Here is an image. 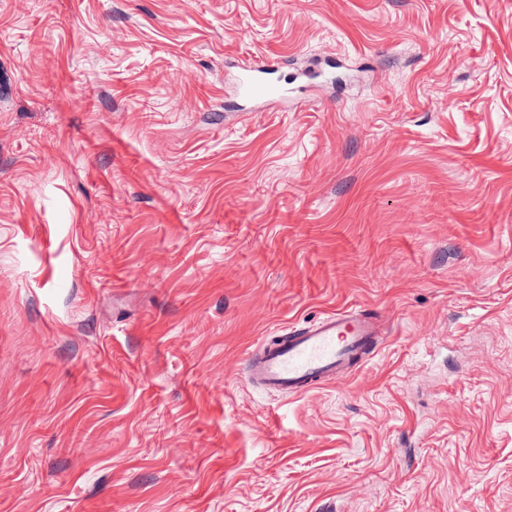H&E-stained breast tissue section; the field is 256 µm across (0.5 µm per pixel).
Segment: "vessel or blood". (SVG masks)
Here are the masks:
<instances>
[{
    "mask_svg": "<svg viewBox=\"0 0 512 512\" xmlns=\"http://www.w3.org/2000/svg\"><path fill=\"white\" fill-rule=\"evenodd\" d=\"M275 62L261 58L248 66L242 87L259 96L270 93ZM377 315L364 310L329 313L312 324L274 337L258 356L249 358L246 379L263 389L301 394L316 385L348 375L379 343Z\"/></svg>",
    "mask_w": 512,
    "mask_h": 512,
    "instance_id": "b4317fda",
    "label": "vessel or blood"
}]
</instances>
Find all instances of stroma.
<instances>
[{
	"label": "stroma",
	"mask_w": 512,
	"mask_h": 512,
	"mask_svg": "<svg viewBox=\"0 0 512 512\" xmlns=\"http://www.w3.org/2000/svg\"><path fill=\"white\" fill-rule=\"evenodd\" d=\"M0 512H512V0H0ZM276 68L275 62L266 58L255 60L245 70L242 82L244 92L253 96L270 94L272 89L268 83V76L272 75ZM378 320L364 310H345L274 337L248 357L246 379L267 391L301 394L347 376L380 342Z\"/></svg>",
	"instance_id": "stroma-1"
}]
</instances>
